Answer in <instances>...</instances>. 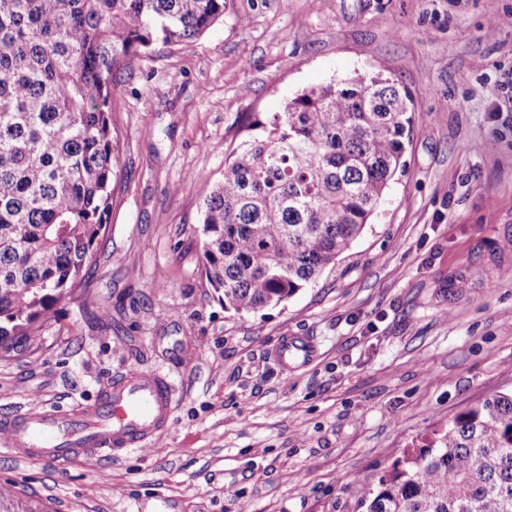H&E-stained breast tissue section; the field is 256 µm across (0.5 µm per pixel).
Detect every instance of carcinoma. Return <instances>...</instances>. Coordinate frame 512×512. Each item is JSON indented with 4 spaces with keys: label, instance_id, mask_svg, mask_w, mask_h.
I'll list each match as a JSON object with an SVG mask.
<instances>
[{
    "label": "carcinoma",
    "instance_id": "cac0c4a2",
    "mask_svg": "<svg viewBox=\"0 0 512 512\" xmlns=\"http://www.w3.org/2000/svg\"><path fill=\"white\" fill-rule=\"evenodd\" d=\"M223 17L224 0H0V357L88 288L118 163L117 70ZM412 111L376 73L249 126L202 194L203 274L224 309L278 306L350 250L405 168ZM359 497L365 512H512V394L456 415Z\"/></svg>",
    "mask_w": 512,
    "mask_h": 512
}]
</instances>
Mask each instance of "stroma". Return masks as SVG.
I'll return each instance as SVG.
<instances>
[{
	"instance_id": "stroma-1",
	"label": "stroma",
	"mask_w": 512,
	"mask_h": 512,
	"mask_svg": "<svg viewBox=\"0 0 512 512\" xmlns=\"http://www.w3.org/2000/svg\"><path fill=\"white\" fill-rule=\"evenodd\" d=\"M377 71L414 100L404 173L315 283L225 309L203 276L205 182L249 123ZM511 72L512 0H226L201 37L133 59L112 100L97 304L70 295L37 351L0 357V421L78 411L138 368L168 376L171 423L97 468L0 447V512H361L359 488L404 451L511 392ZM286 336L311 337L314 359L283 367Z\"/></svg>"
}]
</instances>
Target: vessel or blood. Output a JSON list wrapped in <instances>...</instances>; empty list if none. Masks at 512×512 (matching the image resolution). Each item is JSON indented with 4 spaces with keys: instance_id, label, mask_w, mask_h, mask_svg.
Returning a JSON list of instances; mask_svg holds the SVG:
<instances>
[{
    "instance_id": "obj_1",
    "label": "vessel or blood",
    "mask_w": 512,
    "mask_h": 512,
    "mask_svg": "<svg viewBox=\"0 0 512 512\" xmlns=\"http://www.w3.org/2000/svg\"><path fill=\"white\" fill-rule=\"evenodd\" d=\"M313 353L312 341L304 336L284 337L275 350L285 365L305 364ZM172 411L167 377L131 370L77 412L41 408L0 424V444L43 463L81 458L92 465L111 457L115 449L151 443L167 427Z\"/></svg>"
}]
</instances>
